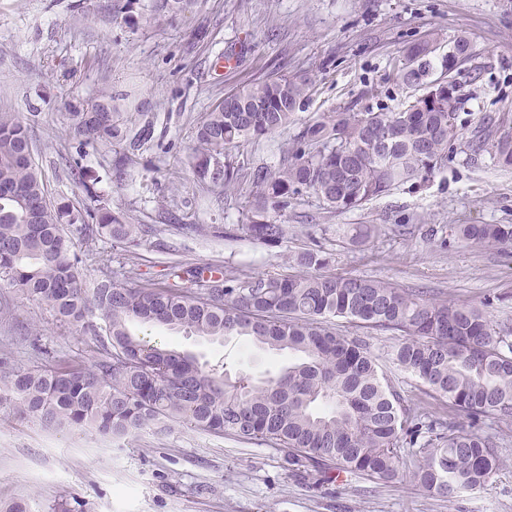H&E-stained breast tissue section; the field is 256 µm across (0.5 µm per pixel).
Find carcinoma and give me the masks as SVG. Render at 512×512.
<instances>
[{
    "instance_id": "1",
    "label": "carcinoma",
    "mask_w": 512,
    "mask_h": 512,
    "mask_svg": "<svg viewBox=\"0 0 512 512\" xmlns=\"http://www.w3.org/2000/svg\"><path fill=\"white\" fill-rule=\"evenodd\" d=\"M195 0H152L151 12L170 20ZM459 56L437 64L428 43L402 50L399 83L422 94L404 110L332 112L294 136L290 161L276 169L243 170L234 151L288 129L307 96L309 79L280 74L230 94L196 126L191 150L197 178L224 194L246 180L255 203L244 223L172 224L178 234L216 239L248 237L268 247L287 239L279 222L288 205L318 199L330 213L346 212L398 185L428 181L457 151L458 97L450 75L471 58L467 36L454 40ZM81 146L98 149L126 139L124 113L105 92L85 112H72ZM491 144L493 158L512 168V120ZM27 124L0 112V288L46 305L62 326L83 329L103 351L87 366L47 361L0 377V406L45 426L89 428L122 437L149 425L176 422L240 440H261L284 451L299 472L313 464L388 482L407 461L403 444L430 434L411 475L424 490L453 498L486 485L498 470L495 442L483 433L488 419H512V332L480 308L407 292L378 280L310 274L251 276L231 266L167 261L163 279L144 280L131 268L112 270V257L87 259L73 237L102 236L133 243L142 231L97 196L94 212L55 206L33 158ZM224 162L214 167V160ZM457 235L474 244L512 247L511 224H459ZM99 275L82 276L87 261ZM300 266L326 264L321 245L298 254ZM196 291L185 289V282ZM342 318L366 328L398 331L392 362L414 375L423 393L468 422L460 428L404 405L378 366L369 344L330 326ZM135 325L165 327L209 340L238 338L288 363L261 380L231 375L226 363L207 364L187 350L150 345Z\"/></svg>"
}]
</instances>
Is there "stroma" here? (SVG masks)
I'll return each instance as SVG.
<instances>
[{
    "label": "stroma",
    "instance_id": "stroma-1",
    "mask_svg": "<svg viewBox=\"0 0 512 512\" xmlns=\"http://www.w3.org/2000/svg\"><path fill=\"white\" fill-rule=\"evenodd\" d=\"M150 0H0V110L30 127L35 157L51 200L91 209L93 193L135 224L158 223L170 211L184 224H236L240 196L217 197L186 164L195 125L224 96L272 74L308 77L311 91L288 130L245 144L248 167L281 165L305 124L327 112L397 111L415 96L400 85L394 63L403 47L434 36L436 57L457 36L471 40L472 57L456 82L464 148L428 184H405L363 207L329 214L316 199L289 206L288 240L270 248L249 238L232 242L183 238L194 266L231 265L247 274L296 275L299 251L320 244L331 255L326 273L379 280L410 291L484 309L512 326V249L476 246L458 238V224H512V169L489 152L471 156L469 141L495 139L498 120L512 116V0H197L176 23L151 18ZM232 55L234 67L217 60ZM129 95L128 133L152 126L151 140L132 154V175L112 176L110 148L87 151L85 183L70 179L65 159L79 138L69 115L100 92ZM381 229L361 244L356 227ZM156 237L135 251L110 239L94 247L122 271L130 254L143 278L159 279ZM13 313L0 318V358L16 371L53 357L93 362L98 353L82 329L59 325L49 309L8 288ZM340 334L364 337L411 408L427 407L418 380L389 354L400 333L342 319ZM153 341L179 345L232 371L257 378L282 358L238 339L210 342L164 328ZM500 467L486 486L448 499L423 492L410 477L372 482L339 473L323 481L289 471L279 449L242 443L176 423L122 439L89 429L48 430L0 407V502H27L32 512H512V421L489 420Z\"/></svg>",
    "mask_w": 512,
    "mask_h": 512
}]
</instances>
